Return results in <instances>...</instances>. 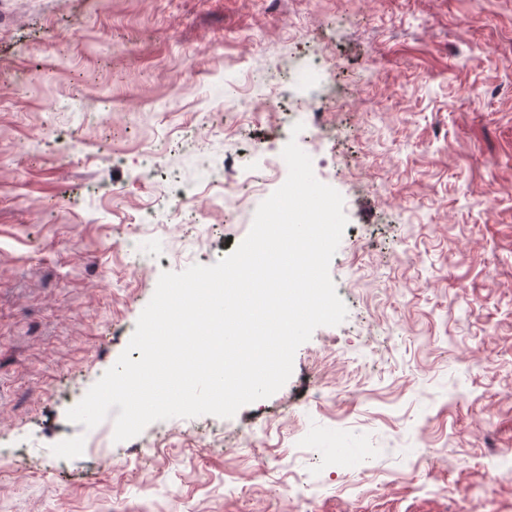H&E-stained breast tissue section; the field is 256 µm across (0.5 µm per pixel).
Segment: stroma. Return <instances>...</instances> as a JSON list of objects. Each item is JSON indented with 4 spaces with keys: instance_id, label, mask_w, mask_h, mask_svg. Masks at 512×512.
Wrapping results in <instances>:
<instances>
[{
    "instance_id": "1",
    "label": "stroma",
    "mask_w": 512,
    "mask_h": 512,
    "mask_svg": "<svg viewBox=\"0 0 512 512\" xmlns=\"http://www.w3.org/2000/svg\"><path fill=\"white\" fill-rule=\"evenodd\" d=\"M292 139L344 200L346 319L233 417L89 447L68 409ZM503 458L512 0H0V512H512Z\"/></svg>"
}]
</instances>
